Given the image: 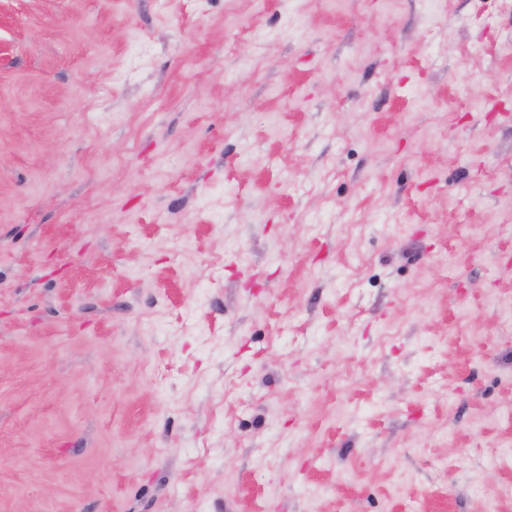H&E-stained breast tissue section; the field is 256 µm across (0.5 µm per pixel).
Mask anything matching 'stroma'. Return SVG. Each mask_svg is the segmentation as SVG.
<instances>
[{"mask_svg":"<svg viewBox=\"0 0 512 512\" xmlns=\"http://www.w3.org/2000/svg\"><path fill=\"white\" fill-rule=\"evenodd\" d=\"M510 297L512 0H0V512H482Z\"/></svg>","mask_w":512,"mask_h":512,"instance_id":"obj_1","label":"stroma"}]
</instances>
